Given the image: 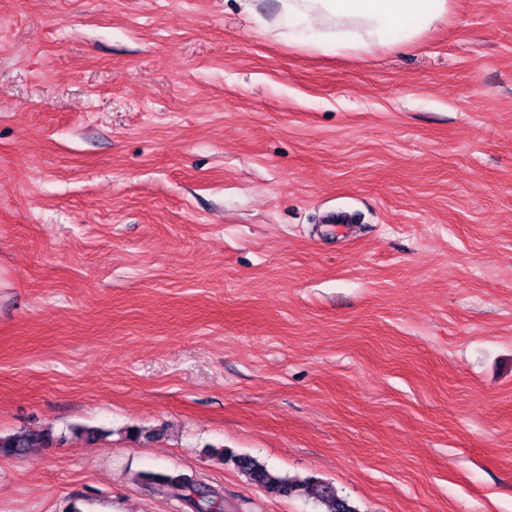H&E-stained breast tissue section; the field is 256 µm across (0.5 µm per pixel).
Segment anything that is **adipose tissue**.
<instances>
[{
    "label": "adipose tissue",
    "instance_id": "obj_1",
    "mask_svg": "<svg viewBox=\"0 0 512 512\" xmlns=\"http://www.w3.org/2000/svg\"><path fill=\"white\" fill-rule=\"evenodd\" d=\"M452 0H277L291 42L370 54L417 42L447 23Z\"/></svg>",
    "mask_w": 512,
    "mask_h": 512
}]
</instances>
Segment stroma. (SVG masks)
I'll return each instance as SVG.
<instances>
[{
  "label": "stroma",
  "mask_w": 512,
  "mask_h": 512,
  "mask_svg": "<svg viewBox=\"0 0 512 512\" xmlns=\"http://www.w3.org/2000/svg\"><path fill=\"white\" fill-rule=\"evenodd\" d=\"M44 428L0 512H194L136 480L175 469L318 512L223 449L512 512V0L361 56L236 0H0V435Z\"/></svg>",
  "instance_id": "stroma-1"
}]
</instances>
